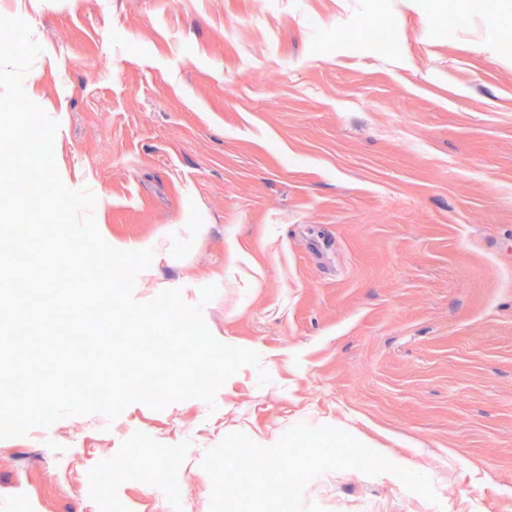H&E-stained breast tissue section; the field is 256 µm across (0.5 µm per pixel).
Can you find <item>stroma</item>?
Returning <instances> with one entry per match:
<instances>
[{"label":"stroma","mask_w":512,"mask_h":512,"mask_svg":"<svg viewBox=\"0 0 512 512\" xmlns=\"http://www.w3.org/2000/svg\"><path fill=\"white\" fill-rule=\"evenodd\" d=\"M0 0L27 96L106 241L251 349L214 403L0 439V512H209L206 451L293 426L409 437L396 476L328 472L325 512H512V0ZM386 25L379 51L367 23ZM218 293L202 302V287ZM143 443L160 480L100 482Z\"/></svg>","instance_id":"35a3bbf8"}]
</instances>
